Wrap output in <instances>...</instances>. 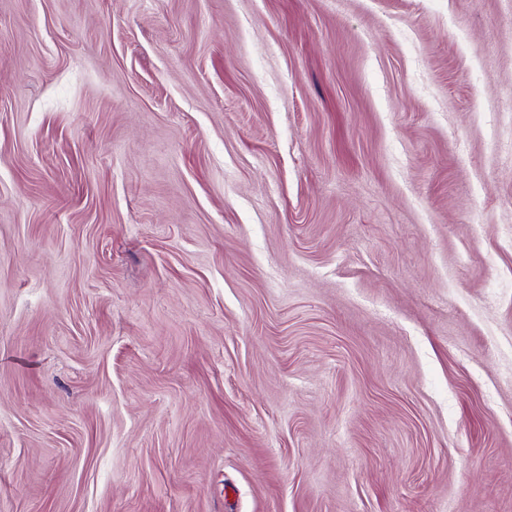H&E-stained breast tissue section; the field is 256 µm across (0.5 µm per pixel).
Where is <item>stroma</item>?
<instances>
[{"instance_id":"stroma-1","label":"stroma","mask_w":512,"mask_h":512,"mask_svg":"<svg viewBox=\"0 0 512 512\" xmlns=\"http://www.w3.org/2000/svg\"><path fill=\"white\" fill-rule=\"evenodd\" d=\"M0 512H512V0H0Z\"/></svg>"}]
</instances>
